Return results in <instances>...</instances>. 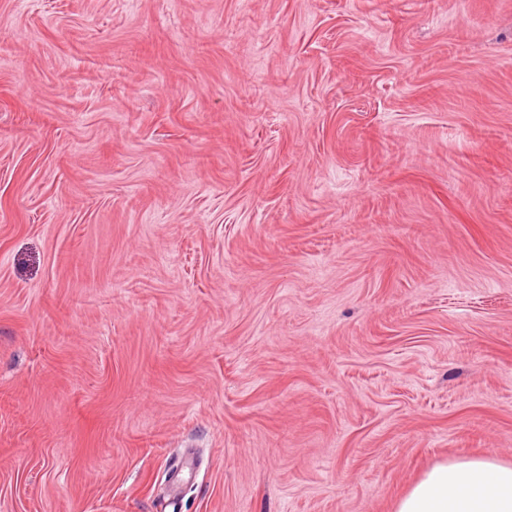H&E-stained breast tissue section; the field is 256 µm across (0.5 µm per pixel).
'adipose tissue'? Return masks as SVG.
Returning <instances> with one entry per match:
<instances>
[{
	"instance_id": "obj_1",
	"label": "adipose tissue",
	"mask_w": 512,
	"mask_h": 512,
	"mask_svg": "<svg viewBox=\"0 0 512 512\" xmlns=\"http://www.w3.org/2000/svg\"><path fill=\"white\" fill-rule=\"evenodd\" d=\"M395 512H512V464L492 457L439 463L403 495Z\"/></svg>"
}]
</instances>
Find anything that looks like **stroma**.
<instances>
[{
    "instance_id": "stroma-1",
    "label": "stroma",
    "mask_w": 512,
    "mask_h": 512,
    "mask_svg": "<svg viewBox=\"0 0 512 512\" xmlns=\"http://www.w3.org/2000/svg\"><path fill=\"white\" fill-rule=\"evenodd\" d=\"M512 463V0H0V512H395Z\"/></svg>"
}]
</instances>
